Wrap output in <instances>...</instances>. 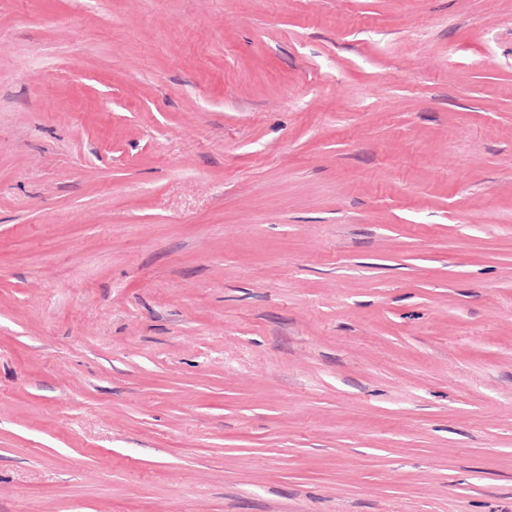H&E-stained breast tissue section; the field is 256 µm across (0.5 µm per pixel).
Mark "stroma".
Masks as SVG:
<instances>
[{
  "label": "stroma",
  "instance_id": "stroma-1",
  "mask_svg": "<svg viewBox=\"0 0 512 512\" xmlns=\"http://www.w3.org/2000/svg\"><path fill=\"white\" fill-rule=\"evenodd\" d=\"M0 512H512V0H0Z\"/></svg>",
  "mask_w": 512,
  "mask_h": 512
}]
</instances>
